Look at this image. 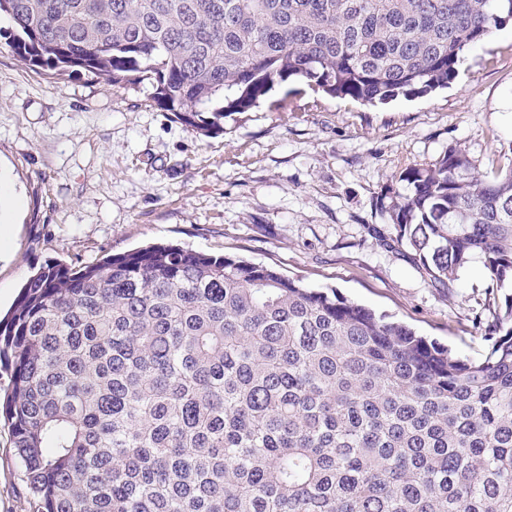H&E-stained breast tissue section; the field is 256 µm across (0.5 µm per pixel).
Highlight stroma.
<instances>
[{
	"instance_id": "35a3bbf8",
	"label": "stroma",
	"mask_w": 512,
	"mask_h": 512,
	"mask_svg": "<svg viewBox=\"0 0 512 512\" xmlns=\"http://www.w3.org/2000/svg\"><path fill=\"white\" fill-rule=\"evenodd\" d=\"M148 83L49 75L0 41V313L45 262L152 243L272 265L337 289L476 358L493 283L482 263L432 285L381 197L402 168L463 149L477 170L512 149V25L468 50L447 89L375 106L295 82L202 136ZM0 512H37L0 425Z\"/></svg>"
}]
</instances>
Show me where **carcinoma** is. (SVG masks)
I'll return each instance as SVG.
<instances>
[{"label":"carcinoma","instance_id":"obj_1","mask_svg":"<svg viewBox=\"0 0 512 512\" xmlns=\"http://www.w3.org/2000/svg\"><path fill=\"white\" fill-rule=\"evenodd\" d=\"M24 65L148 82L210 136L276 84L385 104L447 88L512 0H0ZM394 245L512 287V163L403 169ZM479 358L271 265L153 244L50 261L0 319L37 512H512V293Z\"/></svg>","mask_w":512,"mask_h":512}]
</instances>
